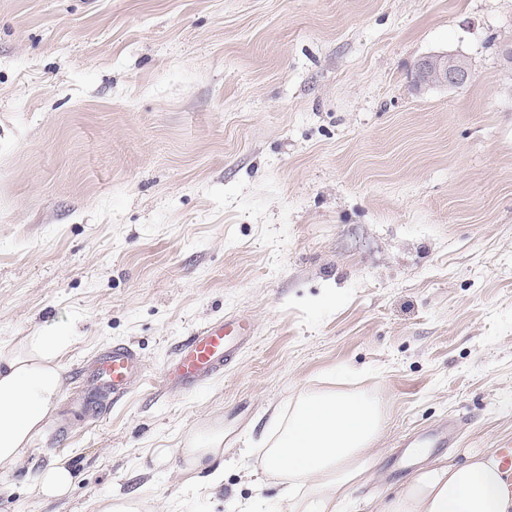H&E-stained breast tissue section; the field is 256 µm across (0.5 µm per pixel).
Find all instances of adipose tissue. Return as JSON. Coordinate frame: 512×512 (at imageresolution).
Segmentation results:
<instances>
[{"label": "adipose tissue", "instance_id": "ef3b65f1", "mask_svg": "<svg viewBox=\"0 0 512 512\" xmlns=\"http://www.w3.org/2000/svg\"><path fill=\"white\" fill-rule=\"evenodd\" d=\"M72 336L57 329L0 343V470L20 464L42 436L64 389L62 359ZM384 411L365 390H302L273 411L260 463L280 487L277 512H337L371 475ZM367 512H512V475L497 449L415 471Z\"/></svg>", "mask_w": 512, "mask_h": 512}]
</instances>
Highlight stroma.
Returning <instances> with one entry per match:
<instances>
[{
    "instance_id": "35a3bbf8",
    "label": "stroma",
    "mask_w": 512,
    "mask_h": 512,
    "mask_svg": "<svg viewBox=\"0 0 512 512\" xmlns=\"http://www.w3.org/2000/svg\"><path fill=\"white\" fill-rule=\"evenodd\" d=\"M512 0H0V343L73 329L65 386L0 512H241L274 409L345 373L387 418L375 480L512 448ZM464 55L460 87L419 60ZM225 316L250 344L207 385H164ZM132 346L111 409L80 373ZM224 431L211 491L181 450ZM426 456L412 460L405 444ZM70 460L60 499L38 473ZM471 78V69L465 57L440 53L427 56L416 67L418 85L460 87Z\"/></svg>"
}]
</instances>
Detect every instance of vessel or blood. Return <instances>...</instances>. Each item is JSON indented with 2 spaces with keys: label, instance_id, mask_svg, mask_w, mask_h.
I'll return each mask as SVG.
<instances>
[{
  "label": "vessel or blood",
  "instance_id": "obj_1",
  "mask_svg": "<svg viewBox=\"0 0 512 512\" xmlns=\"http://www.w3.org/2000/svg\"><path fill=\"white\" fill-rule=\"evenodd\" d=\"M252 333L250 322L236 317L197 328L175 350L165 374L166 386L191 391L205 385L236 356ZM143 376L138 353L125 344L113 345L99 355L90 372L96 388L108 392L113 403L121 400Z\"/></svg>",
  "mask_w": 512,
  "mask_h": 512
}]
</instances>
